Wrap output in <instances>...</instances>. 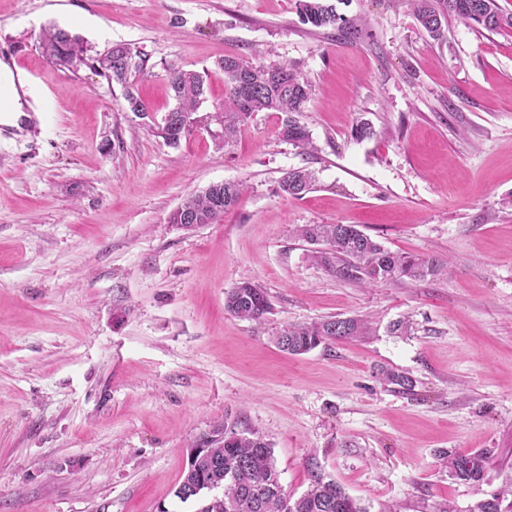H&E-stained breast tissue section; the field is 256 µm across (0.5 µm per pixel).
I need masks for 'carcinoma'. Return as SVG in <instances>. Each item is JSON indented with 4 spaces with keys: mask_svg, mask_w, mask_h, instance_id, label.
Wrapping results in <instances>:
<instances>
[{
    "mask_svg": "<svg viewBox=\"0 0 512 512\" xmlns=\"http://www.w3.org/2000/svg\"><path fill=\"white\" fill-rule=\"evenodd\" d=\"M418 23L435 40L445 36L444 24L455 17L489 31L512 29V13L504 12L497 0H410ZM304 21L314 27L334 26L340 17L327 0H298ZM43 54L68 70L86 66L108 83L121 86L130 111L139 116L150 112L137 88V76L148 65L144 50L117 43L105 53L92 54V47L79 35L53 27L41 39ZM224 74L228 102L205 114L210 124L220 126L223 141L231 140L256 112L284 114L279 136L301 149L312 147L308 131L295 119L311 99L312 84L286 63L254 65L239 56H226L218 63ZM208 73L177 69L170 73L169 86L174 106L154 133L170 145L179 144L193 132L182 126L186 117L200 112L205 102ZM308 170H292L281 182V190L299 198L314 186ZM245 191L234 182L210 185L192 194L174 208L168 222L191 229L195 224H219ZM296 236L311 245L310 258L337 280L364 287L382 281L407 280L413 283L434 280L447 273L448 261L423 254L393 252L361 231L355 224H303ZM225 309L232 315L262 322L270 313L266 292L252 282H242L225 297ZM367 322L330 317L310 325H288L278 331L275 343L290 355H302L329 343L368 334ZM383 380L403 390L414 387L412 378L383 369ZM195 447L200 452L190 459L175 491L183 502L194 500L197 512H366L335 481L318 473L311 476L308 490L297 498L285 491L276 469L271 444L257 431L239 432L222 422L202 434ZM445 463L454 478L472 484L484 479V452H446ZM223 489V494L215 493ZM512 489L479 501L471 512H502L505 496Z\"/></svg>",
    "mask_w": 512,
    "mask_h": 512,
    "instance_id": "1",
    "label": "carcinoma"
}]
</instances>
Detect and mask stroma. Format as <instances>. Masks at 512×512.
<instances>
[{
  "label": "stroma",
  "mask_w": 512,
  "mask_h": 512,
  "mask_svg": "<svg viewBox=\"0 0 512 512\" xmlns=\"http://www.w3.org/2000/svg\"><path fill=\"white\" fill-rule=\"evenodd\" d=\"M329 2L345 26L305 23L296 0H0V47L34 72L39 115L0 135V512H196L175 490L217 420L265 436L295 498L315 471L368 512H471L512 487V31L452 18L436 41L407 0ZM51 25L142 48L148 116L50 62ZM232 54L311 81L312 151L279 137L276 112L226 145L153 133L170 71H207L209 112ZM298 168L315 186L294 198L280 183ZM219 182L246 186L222 223H168ZM299 224L359 225L448 275L342 283ZM244 281L270 299L264 322L224 306ZM332 316L372 332L299 356L273 341ZM403 319L411 335L391 333ZM444 450L485 452L483 482L450 477Z\"/></svg>",
  "instance_id": "1"
}]
</instances>
